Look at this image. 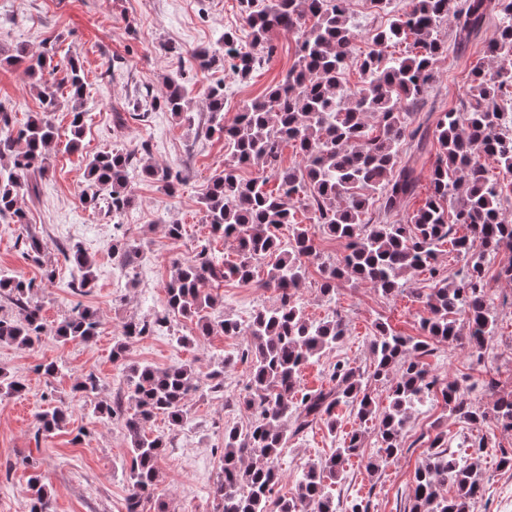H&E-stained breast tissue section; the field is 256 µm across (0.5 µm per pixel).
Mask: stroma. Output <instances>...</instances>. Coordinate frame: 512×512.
<instances>
[{
    "label": "stroma",
    "instance_id": "1",
    "mask_svg": "<svg viewBox=\"0 0 512 512\" xmlns=\"http://www.w3.org/2000/svg\"><path fill=\"white\" fill-rule=\"evenodd\" d=\"M350 10L362 32L355 42L346 79L360 80L359 65L372 45L365 30L386 24L387 17L372 7L370 0H350ZM497 17H490L465 54L454 48L456 28L448 21L441 35L448 46L438 64V78L418 107L419 114L461 108L468 99L471 71L483 60L484 46L497 30ZM235 30L246 35L239 0H0V48L27 46L39 51L43 40L59 39L62 52L78 58L85 73L86 126L78 149H70V110L61 107L51 118L58 136L49 151V175L39 196H21L26 222L47 242L48 267H41L22 252L16 240V225L0 221V269L24 280L34 281L35 298L42 306L47 325L67 316L82 304L98 310L101 328L91 345L64 343L44 337L32 349L0 343V367L22 380L21 394L0 398V512H27L28 480L40 472L52 491L54 512H126L130 487L124 472L130 450L124 406L108 422H100L93 404L73 390L77 379L91 374L98 378L103 400L113 401L127 392L125 367L148 364L164 368L177 362L194 363L204 380L193 394L188 410L190 425L174 430L164 417L148 425L153 434H167L170 446L157 461L156 496L143 501L141 512H221L212 488L221 476L220 456L224 428L246 425L249 413L242 404L248 365L240 362L224 373L223 389L212 388L207 375L224 355L243 346L237 336L215 334L183 347L176 336L192 334L190 322L171 319V331L127 340L124 360L112 358L115 342L123 337L130 320H149L165 311L164 285L172 262L187 258L209 244L225 260L237 258L232 241L214 237L205 224L200 197L211 176L222 171L230 158L224 141L209 132L205 97L216 85L224 87V121L232 123L244 102L265 94L279 82L297 60L295 37L275 32L276 52L266 58L250 79L242 80L230 70H201L192 54L206 49L223 52L224 33ZM182 79L191 98L193 121L184 124L170 113H150L146 121L133 119L135 103L145 93L164 90L167 79ZM0 105L5 106L15 126H22L39 113L41 104L23 63L0 65ZM103 151L132 152L141 161L160 169L181 171L184 180L174 193L160 182L132 176L134 203L122 215H113L105 205L91 206L83 199L87 185L85 165L89 156ZM182 225L180 238H170L167 225ZM135 246L130 258L112 251L114 239ZM78 243L93 258L95 280L90 292L77 290L76 270L58 248ZM319 263L309 264L307 280L298 294L305 314L320 320L338 311L348 326L343 343L301 372L300 386L315 390L327 385L330 363L346 360L371 367L370 342L377 321L389 322L399 333L420 337L423 308L410 293L382 297L368 285L341 281L335 301H327L317 288L320 263L336 261L344 243L326 234L316 237ZM512 255L500 252L491 259L487 282L497 318L496 333L483 359L470 357L467 350L431 345L421 360L440 382L459 381L465 376L491 377L502 392L512 391V281L498 279L500 265ZM53 269V280L43 277ZM266 263H258L257 280L242 284L234 280L208 284L218 294L226 313L248 320L253 310L273 306L277 294L258 287L266 279ZM55 362L59 371L45 378L38 365ZM69 408L65 428L47 436L36 433V416L57 403ZM339 427L329 433L324 425L313 426L288 447L289 466L280 483L287 495L307 462L327 458L338 447L339 437L354 428L363 431L365 456L377 448L375 422L358 423L348 406L337 409ZM449 432L454 456H477L483 479V498L478 512H512V467L501 466L502 452H512V431L494 421L471 428L459 422L443 405L439 394H430L411 414L404 431L406 452L394 461L367 470L362 459L345 466L341 498H362L369 512H403L414 473L428 446V438ZM482 452H475V444Z\"/></svg>",
    "mask_w": 512,
    "mask_h": 512
}]
</instances>
